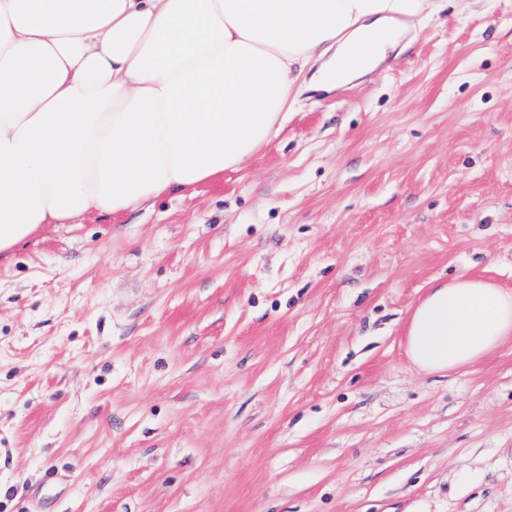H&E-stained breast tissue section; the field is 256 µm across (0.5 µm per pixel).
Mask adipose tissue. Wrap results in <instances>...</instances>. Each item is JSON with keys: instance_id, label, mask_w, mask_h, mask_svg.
I'll return each mask as SVG.
<instances>
[{"instance_id": "1", "label": "adipose tissue", "mask_w": 512, "mask_h": 512, "mask_svg": "<svg viewBox=\"0 0 512 512\" xmlns=\"http://www.w3.org/2000/svg\"><path fill=\"white\" fill-rule=\"evenodd\" d=\"M438 0H0V254L48 224L119 214L238 170L306 67L331 91L375 69ZM512 341V290L462 274L412 311L419 371Z\"/></svg>"}]
</instances>
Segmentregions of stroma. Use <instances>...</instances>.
Here are the masks:
<instances>
[{"label":"stroma","instance_id":"35a3bbf8","mask_svg":"<svg viewBox=\"0 0 512 512\" xmlns=\"http://www.w3.org/2000/svg\"><path fill=\"white\" fill-rule=\"evenodd\" d=\"M305 85L244 168L0 255V512H512V344L405 354L432 285L512 289V0Z\"/></svg>","mask_w":512,"mask_h":512}]
</instances>
